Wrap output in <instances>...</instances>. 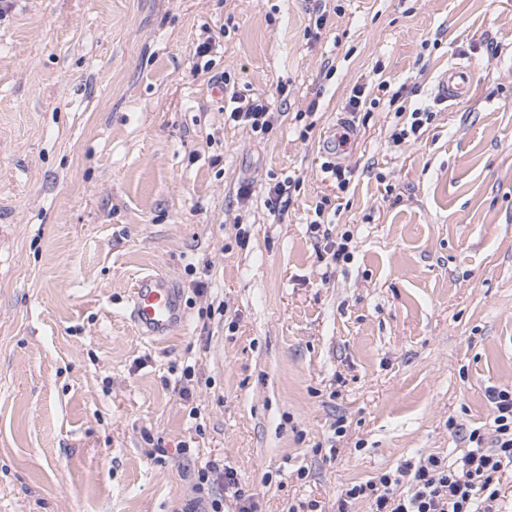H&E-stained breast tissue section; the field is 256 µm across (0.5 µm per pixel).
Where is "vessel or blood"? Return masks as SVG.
<instances>
[{"label":"vessel or blood","mask_w":512,"mask_h":512,"mask_svg":"<svg viewBox=\"0 0 512 512\" xmlns=\"http://www.w3.org/2000/svg\"><path fill=\"white\" fill-rule=\"evenodd\" d=\"M472 71L464 65L450 66L435 87L438 99L465 100L471 88ZM130 320L140 335L161 340L185 322L182 296L174 282L163 274H149L135 280L130 292Z\"/></svg>","instance_id":"b4317fda"}]
</instances>
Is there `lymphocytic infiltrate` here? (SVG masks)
Instances as JSON below:
<instances>
[{
  "instance_id": "f902f5d3",
  "label": "lymphocytic infiltrate",
  "mask_w": 512,
  "mask_h": 512,
  "mask_svg": "<svg viewBox=\"0 0 512 512\" xmlns=\"http://www.w3.org/2000/svg\"><path fill=\"white\" fill-rule=\"evenodd\" d=\"M233 102L231 121L257 135L272 131L277 116L264 101L237 96ZM488 397L489 429L472 430L470 446L459 459L431 455L351 485L336 512H349L359 499L369 501L371 512H506L501 479L512 472V389L495 388Z\"/></svg>"
}]
</instances>
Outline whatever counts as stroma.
Segmentation results:
<instances>
[{"label": "stroma", "mask_w": 512, "mask_h": 512, "mask_svg": "<svg viewBox=\"0 0 512 512\" xmlns=\"http://www.w3.org/2000/svg\"><path fill=\"white\" fill-rule=\"evenodd\" d=\"M453 64L471 92L443 103ZM232 94L273 131L227 122ZM419 106L431 124L392 147ZM149 273L186 315L162 341L128 318ZM505 387L512 0H0V512H181L212 464L260 512H336L352 484L461 456ZM472 79V70L468 66L459 64L450 66L436 84V97L448 102L463 101L470 93ZM231 102L236 104L229 118L231 121L242 125L243 128L249 127L251 132L256 135H266L273 130L274 122L278 121L279 112H273L263 100L258 98H246L232 96ZM277 114V116H276Z\"/></svg>", "instance_id": "stroma-1"}]
</instances>
